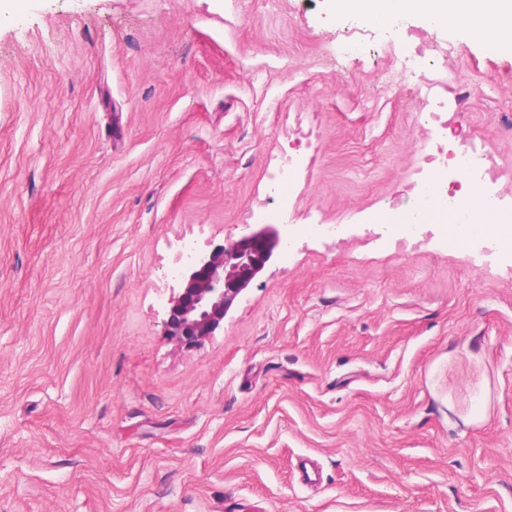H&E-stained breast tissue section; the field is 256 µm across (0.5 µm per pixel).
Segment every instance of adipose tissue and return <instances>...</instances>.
<instances>
[{
	"instance_id": "1",
	"label": "adipose tissue",
	"mask_w": 512,
	"mask_h": 512,
	"mask_svg": "<svg viewBox=\"0 0 512 512\" xmlns=\"http://www.w3.org/2000/svg\"><path fill=\"white\" fill-rule=\"evenodd\" d=\"M337 8L373 25L418 12L437 25L468 27L488 51H512V0H338Z\"/></svg>"
}]
</instances>
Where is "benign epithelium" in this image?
<instances>
[{
    "instance_id": "7a95c632",
    "label": "benign epithelium",
    "mask_w": 512,
    "mask_h": 512,
    "mask_svg": "<svg viewBox=\"0 0 512 512\" xmlns=\"http://www.w3.org/2000/svg\"><path fill=\"white\" fill-rule=\"evenodd\" d=\"M285 243L274 225L265 224L203 255L187 253L184 285L168 302L163 334L186 347L202 344L224 326L235 299Z\"/></svg>"
}]
</instances>
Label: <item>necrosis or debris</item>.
Returning a JSON list of instances; mask_svg holds the SVG:
<instances>
[{
  "label": "necrosis or debris",
  "mask_w": 512,
  "mask_h": 512,
  "mask_svg": "<svg viewBox=\"0 0 512 512\" xmlns=\"http://www.w3.org/2000/svg\"><path fill=\"white\" fill-rule=\"evenodd\" d=\"M422 109L418 121L427 130L429 141L422 145L419 158L405 189L394 196L380 223L389 225L388 233L378 236L379 245L415 239L426 227H433L440 240L448 238V201L455 198L463 184L482 186L491 196L496 214L502 223H512V195L499 191V183L512 178L484 142H460L448 114L454 104L463 103L465 93L459 89L422 81L418 86ZM288 143L292 156L272 172L267 192L280 200L281 208L267 212L252 210L251 219L271 223L286 221L293 205L291 193L309 164L301 157L302 149L310 147V134L302 121H295Z\"/></svg>",
  "instance_id": "obj_1"
}]
</instances>
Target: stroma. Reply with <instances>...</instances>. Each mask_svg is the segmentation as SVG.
Masks as SVG:
<instances>
[{
  "instance_id": "35a3bbf8",
  "label": "stroma",
  "mask_w": 512,
  "mask_h": 512,
  "mask_svg": "<svg viewBox=\"0 0 512 512\" xmlns=\"http://www.w3.org/2000/svg\"><path fill=\"white\" fill-rule=\"evenodd\" d=\"M435 43L512 166V54L416 14L0 0V512H512V255L362 243L427 138L389 48ZM298 112V215L344 241L275 253L183 348L181 246L250 232Z\"/></svg>"
}]
</instances>
